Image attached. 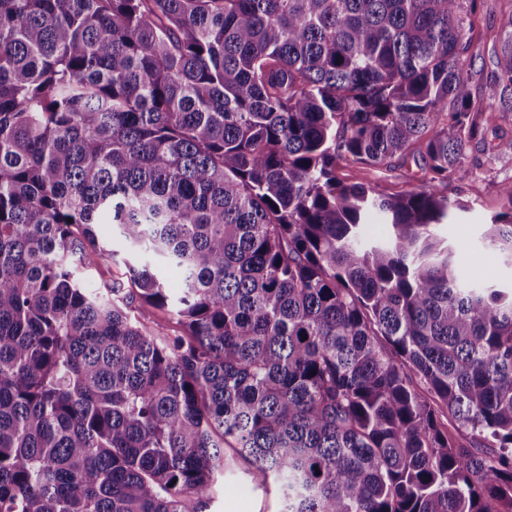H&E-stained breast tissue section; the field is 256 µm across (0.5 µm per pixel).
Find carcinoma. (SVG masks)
I'll list each match as a JSON object with an SVG mask.
<instances>
[{
  "mask_svg": "<svg viewBox=\"0 0 512 512\" xmlns=\"http://www.w3.org/2000/svg\"><path fill=\"white\" fill-rule=\"evenodd\" d=\"M500 2L476 72L481 0H0V512H203L226 448L282 512H512V284L439 191L512 158ZM422 160L417 154L409 157L403 164H396L390 170H373L357 166H342L338 169V176L349 183H380L388 188V191H400L407 189L410 184H418L416 178L420 174ZM100 232L103 236L109 237L107 238V242H111L114 249L120 250V258H118V262H112L111 260H107L101 263L96 269L88 272L84 275V279L88 281L89 284L95 287L103 288V282H107L108 284H112V281H119L124 285L126 291L129 289V277L130 274L128 269L121 262L122 256H124V252L122 247L118 241L117 233L113 232V242H112V234L111 228L108 224H104L100 229Z\"/></svg>",
  "mask_w": 512,
  "mask_h": 512,
  "instance_id": "carcinoma-1",
  "label": "carcinoma"
}]
</instances>
